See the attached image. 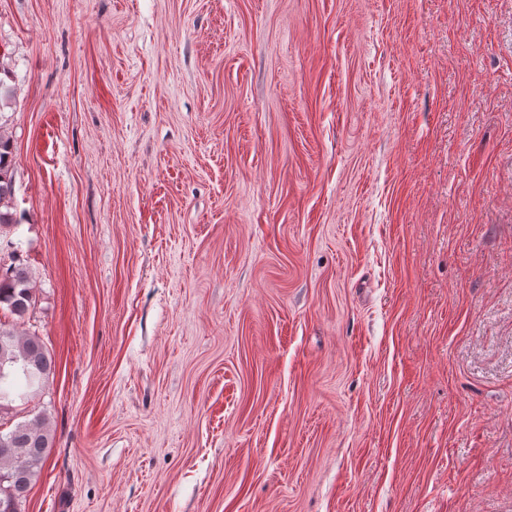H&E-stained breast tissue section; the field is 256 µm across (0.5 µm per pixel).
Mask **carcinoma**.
<instances>
[{
	"mask_svg": "<svg viewBox=\"0 0 512 512\" xmlns=\"http://www.w3.org/2000/svg\"><path fill=\"white\" fill-rule=\"evenodd\" d=\"M12 140L0 129V310L12 321H0V512H15L44 467L51 434L42 412L16 423L6 419L15 403L42 395L54 360L43 340L18 329L35 306L30 272L15 242L4 229L18 223L14 195Z\"/></svg>",
	"mask_w": 512,
	"mask_h": 512,
	"instance_id": "obj_1",
	"label": "carcinoma"
}]
</instances>
